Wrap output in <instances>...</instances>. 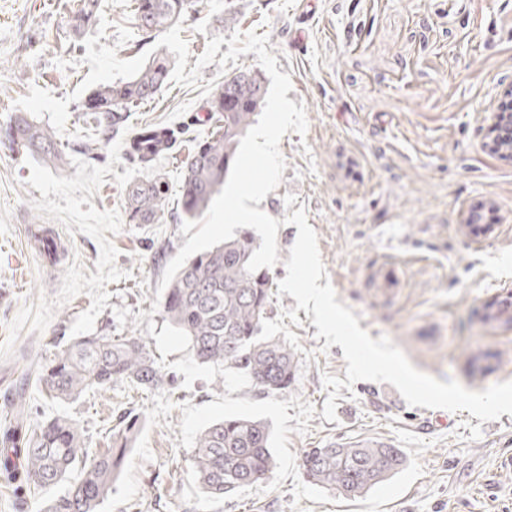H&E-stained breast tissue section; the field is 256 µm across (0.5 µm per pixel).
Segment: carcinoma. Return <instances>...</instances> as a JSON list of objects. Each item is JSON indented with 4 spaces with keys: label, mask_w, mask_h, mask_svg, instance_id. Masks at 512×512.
<instances>
[{
    "label": "carcinoma",
    "mask_w": 512,
    "mask_h": 512,
    "mask_svg": "<svg viewBox=\"0 0 512 512\" xmlns=\"http://www.w3.org/2000/svg\"><path fill=\"white\" fill-rule=\"evenodd\" d=\"M189 0H135V20L145 35H156L176 23ZM99 0H76L68 19L78 37L96 20ZM171 63L155 55L140 73L125 82L105 84L85 101L99 114V123L114 132L124 126L131 107L153 99L167 82ZM265 84L259 72L241 70L224 78L204 106L214 123L210 136L188 157L182 173L181 212L193 220L224 187L241 138L254 123ZM132 139L129 158L150 165L169 149L167 129ZM9 144L36 154L43 163L63 162L53 133L26 115L16 116L5 130ZM167 185L156 178L137 180L127 188L131 224H153L164 210ZM257 249L254 236L241 232L187 260L165 288L160 312L190 343L195 358L210 367L243 375L264 393L288 391L295 380L294 355L285 340H257L269 318L273 277L263 267L249 273L246 265ZM39 381L50 396L74 400L82 393L126 381L148 391L170 389L174 378L164 374L136 336L112 339L81 336L60 347L41 368ZM0 430V470L17 489L47 488L65 481L73 467L80 476L49 500L42 512H99L112 484L126 464L140 431V421L121 416L112 433V447L89 454L84 430L72 419L55 416L36 425L24 411ZM269 426L247 417L229 416L210 424L199 436L193 467L202 492L221 499L230 491L266 479L275 460ZM404 452L382 441L357 440L310 448L302 458L306 479L346 499L366 495L402 471Z\"/></svg>",
    "instance_id": "obj_1"
}]
</instances>
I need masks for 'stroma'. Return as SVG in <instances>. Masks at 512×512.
Here are the masks:
<instances>
[{
  "instance_id": "obj_1",
  "label": "stroma",
  "mask_w": 512,
  "mask_h": 512,
  "mask_svg": "<svg viewBox=\"0 0 512 512\" xmlns=\"http://www.w3.org/2000/svg\"><path fill=\"white\" fill-rule=\"evenodd\" d=\"M73 0H0V127L37 86L69 98L89 74L86 47L68 30ZM134 0H100L103 45L133 59L153 45L136 28ZM132 30L117 42V25ZM268 37L289 74L287 97L303 104L305 135L283 136L286 168L260 208L279 219L274 280L305 209L337 293L371 338L388 336L412 365L440 381L484 390L512 380V326L482 306L512 291V152L486 148L493 113L511 97L512 0H192L182 39L195 66L208 40L233 32ZM65 59L69 68L57 67ZM203 68L198 88L167 85L131 108L119 132L70 101L57 135L64 168L0 145V424L15 384L27 381L28 414H59L85 430L90 452L112 445L120 415L139 417L129 459L99 512H512V416L479 422L469 412L413 407L388 383L341 389L337 419L323 418L322 378H345L340 346L322 350L313 316L296 309V379L263 394L245 378L200 364L190 344L152 311L163 273L186 240L178 205L182 167L211 125L203 107L224 81ZM173 130L168 153L141 169L126 154L144 125ZM159 175L169 185L158 223H129L126 190ZM139 337L172 389L127 382L61 402L45 397L41 367L80 336ZM489 354L473 372L474 355ZM228 414L266 422L273 474L211 499L198 487V435ZM482 435L471 440L472 426ZM381 440L407 456L405 469L366 497L346 500L309 483L310 448Z\"/></svg>"
}]
</instances>
